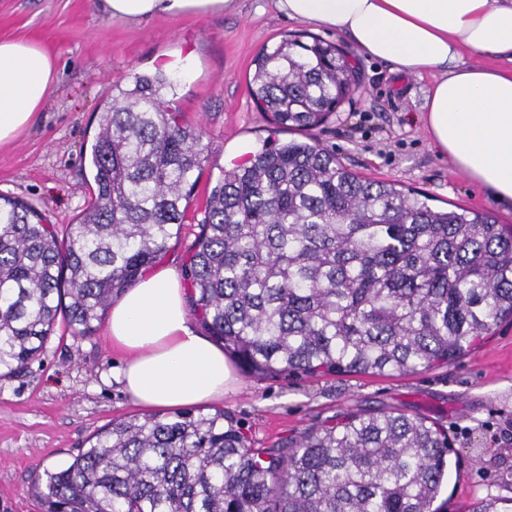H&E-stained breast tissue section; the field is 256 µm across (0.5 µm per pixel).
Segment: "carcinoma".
Listing matches in <instances>:
<instances>
[{"label":"carcinoma","instance_id":"obj_1","mask_svg":"<svg viewBox=\"0 0 512 512\" xmlns=\"http://www.w3.org/2000/svg\"><path fill=\"white\" fill-rule=\"evenodd\" d=\"M176 81L114 86L88 161L94 197L65 237L0 194V377L39 357L63 318L93 334L183 223L206 146ZM340 46L304 36L258 55L254 99L302 132L349 99ZM371 180L290 139L224 172L185 274L201 325L249 372L390 374L451 363L512 320V225ZM448 431L388 411L347 415L281 448L251 446L218 409L115 420L63 468L38 471L45 512H443ZM472 512H512L489 497Z\"/></svg>","mask_w":512,"mask_h":512}]
</instances>
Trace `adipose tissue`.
Wrapping results in <instances>:
<instances>
[{"label": "adipose tissue", "instance_id": "1", "mask_svg": "<svg viewBox=\"0 0 512 512\" xmlns=\"http://www.w3.org/2000/svg\"><path fill=\"white\" fill-rule=\"evenodd\" d=\"M231 0H102L104 13L133 22L160 15H211ZM291 20L336 30L395 72L438 78L424 97V128L450 165L512 205V0H275ZM491 58L468 64L467 52ZM54 82L40 46L0 40V144L30 127ZM107 332L124 356L117 380L145 409L211 404L236 390L222 346L191 321L178 274L156 268L110 312Z\"/></svg>", "mask_w": 512, "mask_h": 512}]
</instances>
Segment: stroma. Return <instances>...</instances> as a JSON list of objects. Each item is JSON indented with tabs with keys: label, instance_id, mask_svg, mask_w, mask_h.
Listing matches in <instances>:
<instances>
[{
	"label": "stroma",
	"instance_id": "obj_1",
	"mask_svg": "<svg viewBox=\"0 0 512 512\" xmlns=\"http://www.w3.org/2000/svg\"><path fill=\"white\" fill-rule=\"evenodd\" d=\"M305 32L340 44L357 68L349 102L309 137L359 174L461 205L512 225V207L496 205L432 147L421 106L436 76L391 72L346 36L289 20L271 0H231L217 16H159L132 23L107 16L101 0H0V39L37 42L54 59L56 80L34 124L0 145V193L24 199L66 233L90 200L84 153L113 85L157 68L178 76L185 124L207 148L185 218L159 261L184 273L223 170L251 152L288 140L255 104V59L286 36ZM121 364L105 328L74 338L58 321L45 351L22 373L0 377V512H43L29 490L35 471L70 462L86 439L112 420L141 414L112 373ZM220 407L244 425L253 447L275 448L304 429L369 410L433 420L448 431L460 467L448 476V512L475 499L512 497L500 481L512 467V322L445 366L407 375L294 376L240 373Z\"/></svg>",
	"mask_w": 512,
	"mask_h": 512
}]
</instances>
